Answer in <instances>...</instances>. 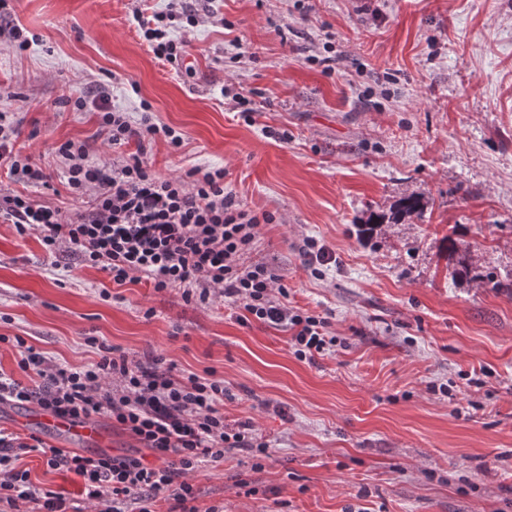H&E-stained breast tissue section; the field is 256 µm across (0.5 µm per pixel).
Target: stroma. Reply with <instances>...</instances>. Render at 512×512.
<instances>
[{
	"label": "stroma",
	"instance_id": "stroma-1",
	"mask_svg": "<svg viewBox=\"0 0 512 512\" xmlns=\"http://www.w3.org/2000/svg\"><path fill=\"white\" fill-rule=\"evenodd\" d=\"M168 4L14 0L8 23L36 41L16 51L0 33V113L19 114L16 147L49 180L0 172V191L85 208L52 147L79 140L121 163L92 100L134 117L149 104L183 137L176 150L147 142L152 172L223 169L245 208L271 216L247 263L279 278L289 306L328 318L335 341L299 359L288 328L144 279L117 286L73 257L54 266L37 235L0 218V373L18 372L14 336L69 367L102 342L214 372L225 423L252 422L270 456L236 448L196 469L198 512H512V296L454 278L437 249L454 225L479 265L512 272V0H184L170 29L180 67L133 18ZM243 88L251 122L234 102ZM408 194L429 200L423 217L357 239L354 223ZM311 241L329 264H310ZM10 465L79 495L38 454Z\"/></svg>",
	"mask_w": 512,
	"mask_h": 512
}]
</instances>
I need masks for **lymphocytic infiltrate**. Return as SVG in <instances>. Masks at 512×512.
Returning a JSON list of instances; mask_svg holds the SVG:
<instances>
[{
  "mask_svg": "<svg viewBox=\"0 0 512 512\" xmlns=\"http://www.w3.org/2000/svg\"><path fill=\"white\" fill-rule=\"evenodd\" d=\"M175 16L171 10L139 22L153 54L170 63L186 55L184 43L167 36V23ZM98 110L107 141L128 150L122 164L91 158L80 141L68 140L55 149L71 195L79 198L93 190L89 207L67 215L27 196L0 194V218L10 221L19 237L37 232L49 255H77L85 265L106 272L113 284L141 275L156 291L181 289L188 302L205 304L212 295L222 296L241 303L264 324L289 328L298 358L312 361L324 355L331 343L328 319L274 299L275 275L245 263L261 221L225 190L223 170L204 172L189 185L157 176L145 157V141L161 135L177 148L183 142L180 133L147 114L134 122L103 104ZM17 136V126L0 114V166H6L10 179L45 183L43 168L16 150ZM16 346L24 378L0 375V402L34 403L79 421L107 415L157 459L88 457L34 444L50 467L80 479L81 497L37 490L23 471L0 472V504L12 512L28 502L36 504V512H83L86 503L102 505L103 512H129L132 504L136 512H153L161 494L171 501L170 512H196L187 474L223 461L229 448L267 450L250 433L249 423L226 430L222 381L184 373L161 356L147 368L105 344L98 361L82 368L53 363L24 339H17Z\"/></svg>",
  "mask_w": 512,
  "mask_h": 512,
  "instance_id": "obj_1",
  "label": "lymphocytic infiltrate"
}]
</instances>
